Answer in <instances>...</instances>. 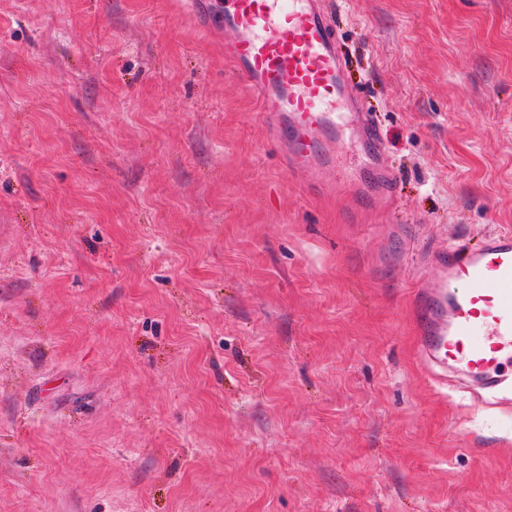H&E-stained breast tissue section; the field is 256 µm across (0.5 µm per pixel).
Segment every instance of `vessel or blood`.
Masks as SVG:
<instances>
[{
	"label": "vessel or blood",
	"instance_id": "vessel-or-blood-1",
	"mask_svg": "<svg viewBox=\"0 0 512 512\" xmlns=\"http://www.w3.org/2000/svg\"><path fill=\"white\" fill-rule=\"evenodd\" d=\"M224 59L257 98L270 141L306 193L391 196L395 174L378 125L347 77L326 0H224ZM353 138L373 180L337 167ZM414 292L417 355L432 383L493 406L512 393V230L435 246Z\"/></svg>",
	"mask_w": 512,
	"mask_h": 512
}]
</instances>
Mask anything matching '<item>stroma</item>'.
I'll use <instances>...</instances> for the list:
<instances>
[{
    "label": "stroma",
    "instance_id": "obj_1",
    "mask_svg": "<svg viewBox=\"0 0 512 512\" xmlns=\"http://www.w3.org/2000/svg\"><path fill=\"white\" fill-rule=\"evenodd\" d=\"M396 203L305 196L183 0H0V512H512L415 253L512 230V0H330Z\"/></svg>",
    "mask_w": 512,
    "mask_h": 512
}]
</instances>
